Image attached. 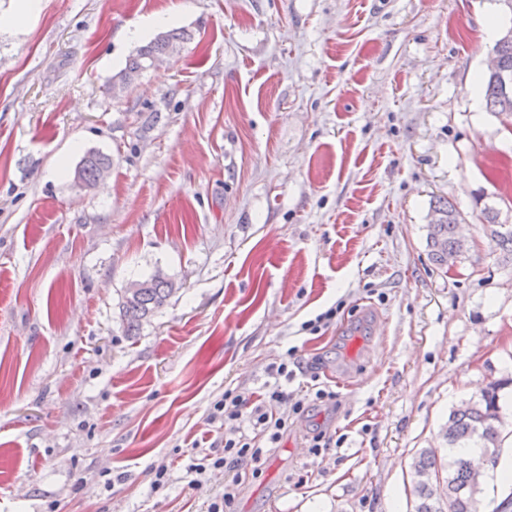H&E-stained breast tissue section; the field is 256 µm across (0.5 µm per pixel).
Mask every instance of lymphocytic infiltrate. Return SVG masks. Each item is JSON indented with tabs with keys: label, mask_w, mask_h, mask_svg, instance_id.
<instances>
[{
	"label": "lymphocytic infiltrate",
	"mask_w": 512,
	"mask_h": 512,
	"mask_svg": "<svg viewBox=\"0 0 512 512\" xmlns=\"http://www.w3.org/2000/svg\"><path fill=\"white\" fill-rule=\"evenodd\" d=\"M287 354L286 360L267 367L263 395L257 397L249 392L228 390L211 405L208 413L210 423H233L237 430L225 438L222 450L203 454L187 469L195 486L199 485L208 469L228 468L233 472L223 493L209 503L207 512H231L238 489L244 482L238 472L239 467L259 470L268 449L278 447L287 434L288 420L277 414V406H290L296 414L305 412L306 398L288 390L295 372L289 369L287 360L295 356L296 351L291 348Z\"/></svg>",
	"instance_id": "obj_1"
}]
</instances>
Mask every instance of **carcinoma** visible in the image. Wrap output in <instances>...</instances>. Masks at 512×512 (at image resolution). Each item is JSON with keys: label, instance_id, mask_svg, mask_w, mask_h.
Segmentation results:
<instances>
[{"label": "carcinoma", "instance_id": "carcinoma-1", "mask_svg": "<svg viewBox=\"0 0 512 512\" xmlns=\"http://www.w3.org/2000/svg\"><path fill=\"white\" fill-rule=\"evenodd\" d=\"M185 39L187 33L177 29L159 36L137 49L115 79L132 83L151 67L152 56L177 49ZM494 55L499 59L500 68L512 74V28L497 41ZM483 94L487 110L496 116L512 119V94L502 93L498 72L488 71ZM111 166V157L89 151L80 161L77 171L84 183L93 186L100 180L102 172ZM483 219L502 260L512 263V225L500 223L499 212L492 207L484 209ZM459 223L460 215L454 205L442 200L433 203L427 225V243L433 261L440 267H448L449 257L460 260L468 251L466 240L458 233ZM141 285L137 294H127L122 301V317L126 331L131 335L136 334L142 322L153 316L177 291L174 282L159 273L142 281ZM511 385L512 379L491 382L478 397L451 411L443 434L448 443V458L441 457L433 448L420 450L412 464L414 473L432 472L440 475L441 481L414 483L415 512H480L483 473L474 471L459 449L478 448L485 455H498L501 436L499 401L501 391Z\"/></svg>", "mask_w": 512, "mask_h": 512}]
</instances>
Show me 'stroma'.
I'll return each instance as SVG.
<instances>
[{"instance_id": "35a3bbf8", "label": "stroma", "mask_w": 512, "mask_h": 512, "mask_svg": "<svg viewBox=\"0 0 512 512\" xmlns=\"http://www.w3.org/2000/svg\"><path fill=\"white\" fill-rule=\"evenodd\" d=\"M490 18L512 27L501 0H42L0 29V512H206L229 475L186 469L211 403L292 347L290 390L336 398L234 512H414L419 450L512 376V264L482 222L512 224V128L471 98ZM170 28L177 52L114 86ZM91 150L112 167L85 188ZM439 199L470 246L451 273ZM156 274L177 291L127 335ZM319 432L341 447L313 455ZM460 215L448 201L437 200L430 208V222L427 225V243L433 261L440 267L453 270L454 256L461 260L468 251L467 242L458 233Z\"/></svg>"}]
</instances>
